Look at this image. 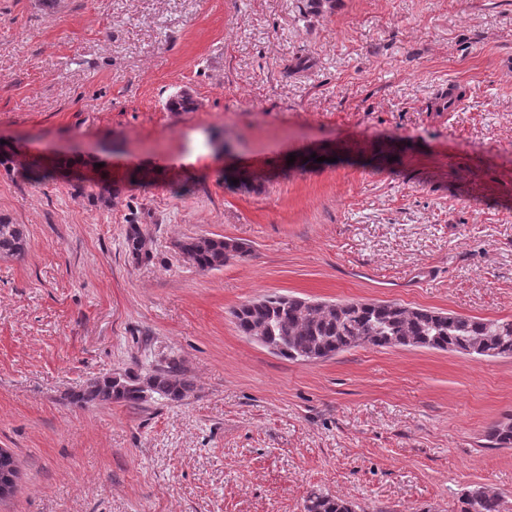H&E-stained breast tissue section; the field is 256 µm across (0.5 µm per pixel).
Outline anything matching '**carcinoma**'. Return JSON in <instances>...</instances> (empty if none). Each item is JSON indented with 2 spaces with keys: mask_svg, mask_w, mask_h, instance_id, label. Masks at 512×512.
<instances>
[{
  "mask_svg": "<svg viewBox=\"0 0 512 512\" xmlns=\"http://www.w3.org/2000/svg\"><path fill=\"white\" fill-rule=\"evenodd\" d=\"M26 245L23 228L0 219V255H20ZM126 245L135 259L150 260L141 227L129 225ZM184 258L202 272L220 270L233 260L246 256L245 244L224 237L189 236L177 243ZM237 330L244 336L262 333L269 342L282 344L281 356L296 360L309 351L314 359L324 360L358 346L357 340L373 347L418 346L428 349L469 353L471 340L483 338L486 353L477 357L512 356V320H484L475 317L405 307L390 302H343L323 304L304 298L266 295L232 311ZM195 383L184 373L174 357L165 365L141 375L126 370L91 382L71 395V403L110 405L123 403L140 407L156 397L181 402L194 391ZM19 469L15 457L0 448V501L17 489ZM304 512H355L352 502L337 496L312 491ZM456 512H502V504L475 485L458 498Z\"/></svg>",
  "mask_w": 512,
  "mask_h": 512,
  "instance_id": "cac0c4a2",
  "label": "carcinoma"
}]
</instances>
